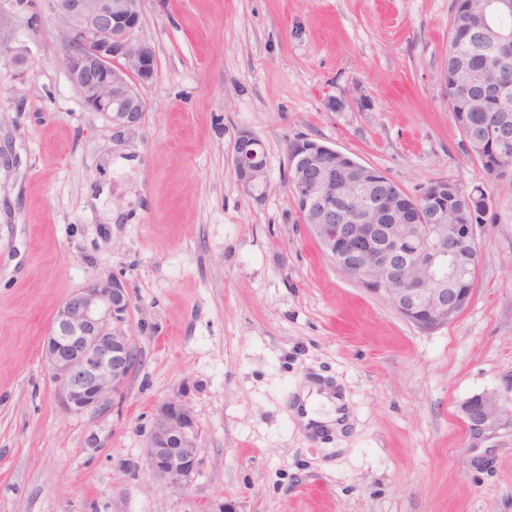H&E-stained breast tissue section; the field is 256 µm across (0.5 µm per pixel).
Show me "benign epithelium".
<instances>
[{"mask_svg": "<svg viewBox=\"0 0 512 512\" xmlns=\"http://www.w3.org/2000/svg\"><path fill=\"white\" fill-rule=\"evenodd\" d=\"M477 2L471 22L487 59L480 68L448 69V99L463 105L456 123L469 130L468 150L512 137V120L474 127V101L497 102L512 62V29L497 20L512 15V0ZM144 0H55L62 27L59 61L84 105L111 125L115 140L133 138L143 125L146 103L137 86L153 82L157 62L141 39ZM258 137L239 131L233 142L238 183L262 195L266 164L257 159ZM287 185L307 231L343 273L382 297L404 320L424 332L442 328L469 306L471 288L457 287L461 274L475 275L481 262L475 208L490 210L488 198L460 206L444 199L446 182L424 188L416 203L380 170L321 142L303 139L287 147ZM500 184L512 185V154L492 157ZM127 283L96 281L59 305L48 333L45 357L56 384L59 408L70 414L95 410L117 394L138 360V350L120 328L130 308ZM469 434L480 436L499 423L502 407L494 392L476 394L462 407ZM201 463L199 427L186 393L171 397L153 414L145 465L175 489L188 485Z\"/></svg>", "mask_w": 512, "mask_h": 512, "instance_id": "7a95c632", "label": "benign epithelium"}]
</instances>
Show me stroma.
<instances>
[{
    "instance_id": "35a3bbf8",
    "label": "stroma",
    "mask_w": 512,
    "mask_h": 512,
    "mask_svg": "<svg viewBox=\"0 0 512 512\" xmlns=\"http://www.w3.org/2000/svg\"><path fill=\"white\" fill-rule=\"evenodd\" d=\"M454 5L145 0L158 77L139 88L138 136L118 142L58 61L52 0H0L29 54L20 79L0 57V512H512V424L474 438L462 423L477 393L512 407V192L449 111ZM242 129L264 149L259 197L234 174ZM301 138L412 197L438 180L484 190L457 320L419 331L323 254L286 188ZM112 276L140 360L106 408L64 413L48 327ZM310 382L340 399V430L303 426ZM181 391L202 461L177 490L143 456L155 408Z\"/></svg>"
}]
</instances>
